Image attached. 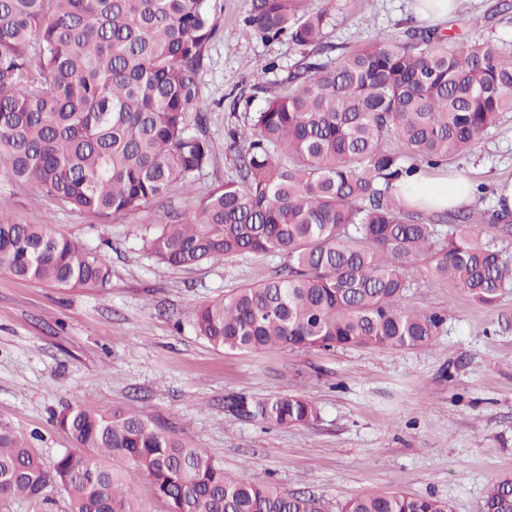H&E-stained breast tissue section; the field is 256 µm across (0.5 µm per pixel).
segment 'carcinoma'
Wrapping results in <instances>:
<instances>
[{"label":"carcinoma","instance_id":"cac0c4a2","mask_svg":"<svg viewBox=\"0 0 512 512\" xmlns=\"http://www.w3.org/2000/svg\"><path fill=\"white\" fill-rule=\"evenodd\" d=\"M247 23L265 40L288 37L303 62L285 91L229 130L237 178L143 243L173 267L243 254L279 256L283 267L199 306L196 335L224 351L428 347L447 315L406 304L413 262L435 285L496 306L512 291V257L484 237H512L507 213H427L397 184L472 150L512 112V54L410 26L322 61L327 12L305 0H250ZM216 31L206 0H0V177L102 220L188 189L212 162L196 73ZM0 271L74 288L105 283L110 264L50 224L18 222L0 200ZM224 408L278 426L320 414L296 394H231ZM57 423L74 447L49 464L0 424V508L130 512L127 477L137 474L167 512H322L311 496L226 474L135 412L80 402ZM341 512L449 507L394 491ZM482 512H512V479L487 487Z\"/></svg>","mask_w":512,"mask_h":512}]
</instances>
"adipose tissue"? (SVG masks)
<instances>
[{
  "instance_id": "adipose-tissue-1",
  "label": "adipose tissue",
  "mask_w": 512,
  "mask_h": 512,
  "mask_svg": "<svg viewBox=\"0 0 512 512\" xmlns=\"http://www.w3.org/2000/svg\"><path fill=\"white\" fill-rule=\"evenodd\" d=\"M399 193L410 205L425 211H446L474 203L470 179L461 173H419L401 183Z\"/></svg>"
}]
</instances>
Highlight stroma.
I'll return each mask as SVG.
<instances>
[{"mask_svg": "<svg viewBox=\"0 0 512 512\" xmlns=\"http://www.w3.org/2000/svg\"><path fill=\"white\" fill-rule=\"evenodd\" d=\"M501 0H466L437 29L512 50V12ZM219 30L197 72L207 103L212 163L196 185L132 214L99 221L35 198L0 177V199L21 223L50 224L90 250L107 252L102 284L58 289L0 272V424L23 434L45 460L72 440L56 422L87 399L125 408L207 449L226 472L319 498L323 512L368 493L431 494L453 512H481L487 485L512 477V293L498 305L418 277L406 302L444 310L448 322L428 348L371 347L231 352L196 336L195 309L234 289L275 277L281 258L246 254L173 268L143 249L146 228L191 211L240 164L229 128L246 123L285 82L302 54L288 39L262 40L245 18L249 0H208ZM327 7L334 53L377 33L417 24L413 0H306ZM485 185L472 210L495 209L493 188L512 180V112L480 143L447 164ZM298 393L320 409L308 425L236 419L224 398Z\"/></svg>", "mask_w": 512, "mask_h": 512, "instance_id": "35a3bbf8", "label": "stroma"}]
</instances>
